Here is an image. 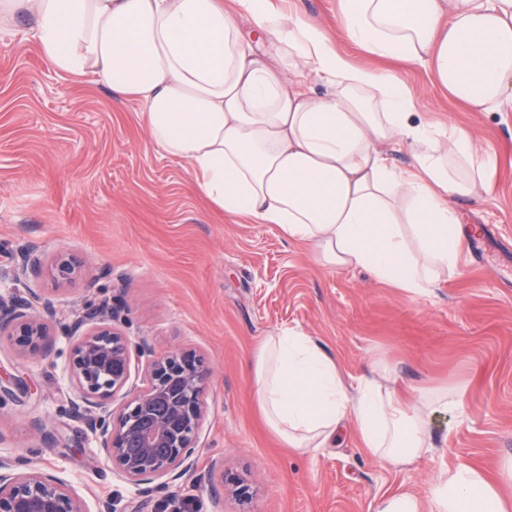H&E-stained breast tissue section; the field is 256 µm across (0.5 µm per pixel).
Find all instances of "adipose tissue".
I'll list each match as a JSON object with an SVG mask.
<instances>
[{"mask_svg":"<svg viewBox=\"0 0 512 512\" xmlns=\"http://www.w3.org/2000/svg\"><path fill=\"white\" fill-rule=\"evenodd\" d=\"M251 17L269 54L243 33ZM27 24L45 64L135 99L153 143L187 161L224 214L275 224L327 269H364L422 294L464 245L452 197L488 193V157L471 133L432 129L395 73L352 63L319 27L267 0H0V29ZM344 38L370 57L419 64L476 112L512 104V0H339ZM315 74L328 87L305 86ZM408 149L409 170L387 148ZM257 401L292 448L323 445L354 415L362 444L394 468L432 453L429 421L461 412L444 392L404 405L374 378L349 391L310 337H268L255 355ZM376 512H512V498L461 460L426 496Z\"/></svg>","mask_w":512,"mask_h":512,"instance_id":"1","label":"adipose tissue"}]
</instances>
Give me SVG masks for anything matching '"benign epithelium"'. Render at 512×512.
I'll return each mask as SVG.
<instances>
[{
    "label": "benign epithelium",
    "mask_w": 512,
    "mask_h": 512,
    "mask_svg": "<svg viewBox=\"0 0 512 512\" xmlns=\"http://www.w3.org/2000/svg\"><path fill=\"white\" fill-rule=\"evenodd\" d=\"M79 266L60 257L49 269L56 287L70 283ZM44 267L35 251L23 253L9 276H0V337L15 339L23 357L50 356L55 335L48 320L31 310L32 275ZM114 307L104 303L75 313L64 325L69 345L66 379L71 413L86 427V439L111 464L112 472L138 488L157 480L175 481L195 464L204 422L211 369L192 349L156 353L146 341H132L112 325ZM144 369L145 383L131 392L132 373ZM132 394L119 410L118 393ZM221 485L245 502L251 486L224 472ZM0 512H89L88 504L61 478L37 469L18 472L0 457Z\"/></svg>",
    "instance_id": "benign-epithelium-1"
}]
</instances>
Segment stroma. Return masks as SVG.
<instances>
[{
    "mask_svg": "<svg viewBox=\"0 0 512 512\" xmlns=\"http://www.w3.org/2000/svg\"><path fill=\"white\" fill-rule=\"evenodd\" d=\"M284 14L322 28L350 58L393 69L426 121L470 130L494 159L483 201L455 198L463 228L480 227L487 253L461 254L425 294L363 270L331 271L310 246L274 224L232 218L198 192L186 162L156 147L133 99L118 103L90 79L46 66L24 23L0 30V272L36 248L44 264L82 265L66 301L112 300L114 324L157 351L191 348L214 370L192 476L137 489L118 478L85 440L62 384L68 342L34 363L0 338V377H20L23 401H0V456L17 470L49 471L114 512H214L221 470L254 491L223 512H374L382 497L425 495L442 468L465 460L512 495V108L474 112L428 70L365 56L343 42L337 0H271ZM314 339L349 389L381 376L409 404L448 390L463 413L430 420L433 456L397 470L363 448L354 417L330 447L300 452L266 423L256 398L254 356L283 332ZM59 435L45 442L36 424Z\"/></svg>",
    "mask_w": 512,
    "mask_h": 512,
    "instance_id": "35a3bbf8",
    "label": "stroma"
}]
</instances>
